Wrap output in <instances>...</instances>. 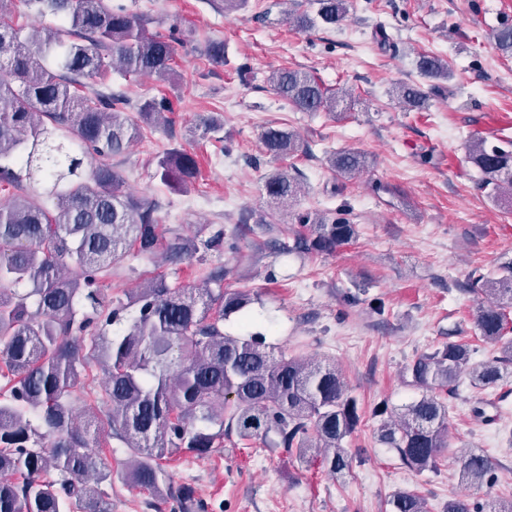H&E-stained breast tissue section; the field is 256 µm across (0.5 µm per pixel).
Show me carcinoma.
Instances as JSON below:
<instances>
[{"label":"carcinoma","instance_id":"carcinoma-1","mask_svg":"<svg viewBox=\"0 0 512 512\" xmlns=\"http://www.w3.org/2000/svg\"><path fill=\"white\" fill-rule=\"evenodd\" d=\"M38 15L60 25L24 32L0 0V187L13 190L0 204V512H111L104 483L112 466L97 442L101 430L128 449L126 477L155 493L166 482L164 463L184 452L206 455L224 440H259L299 458H315L336 475L351 468L347 444L361 421L336 365L317 362L266 343L260 333L231 335L224 321L244 315L258 296L223 286L227 269L210 273L214 287L148 281L126 296L105 300L100 278L124 255L172 262L191 258L197 241L165 236L160 202L123 190L117 158L140 135L127 113L130 100L85 82L114 68L165 80L174 71L177 26L167 36L149 32V20L109 0H24ZM287 12L299 29L334 27L345 18L344 0H309ZM498 50L512 55V26L491 33ZM420 75L451 77L448 62L421 55ZM272 90L300 112H334L339 93L313 70L280 68L267 78ZM410 110L427 108L430 94L416 84L393 89ZM167 99H148L141 119L168 120ZM263 152L284 160L300 151L299 135L269 125ZM469 160L477 187L495 202L512 204V141L473 137ZM89 181L82 180L84 158ZM330 168L344 183L360 173L358 151L330 154ZM198 170L196 155L172 149L157 161L160 180L176 189ZM38 180L44 194L27 192ZM263 191L276 204L302 191L286 168L264 177ZM339 210L329 218L301 212L305 232L273 241L280 255L329 254L350 243L355 225ZM498 278L474 272L468 291L484 297L476 328L493 346L487 359L450 341L423 352L406 366L419 398L399 411L381 401L371 410L377 439L401 465L436 473L447 453L449 402L460 397V377L494 391L512 374V261ZM27 284L25 292L19 285ZM103 371L102 410L80 409L73 400L92 367ZM467 487H492L495 460L471 452L459 461ZM178 512H202L205 504L186 487H168ZM389 512H428L413 489H398ZM445 512H512V495L448 500Z\"/></svg>","mask_w":512,"mask_h":512}]
</instances>
